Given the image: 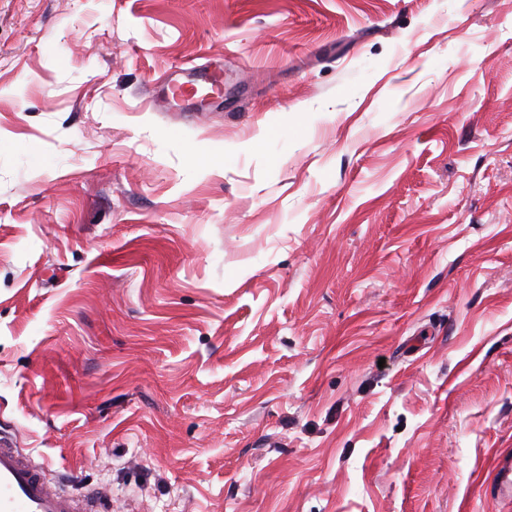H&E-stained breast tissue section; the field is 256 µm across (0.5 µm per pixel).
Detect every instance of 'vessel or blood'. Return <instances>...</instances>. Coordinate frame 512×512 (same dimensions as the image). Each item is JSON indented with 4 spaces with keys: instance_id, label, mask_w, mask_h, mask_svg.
Instances as JSON below:
<instances>
[{
    "instance_id": "vessel-or-blood-1",
    "label": "vessel or blood",
    "mask_w": 512,
    "mask_h": 512,
    "mask_svg": "<svg viewBox=\"0 0 512 512\" xmlns=\"http://www.w3.org/2000/svg\"><path fill=\"white\" fill-rule=\"evenodd\" d=\"M168 84L178 109L200 104L201 95L213 91L212 72L176 68ZM0 512H97L72 493L52 486L42 467L14 445L12 438H0Z\"/></svg>"
}]
</instances>
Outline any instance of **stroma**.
<instances>
[{"label":"stroma","mask_w":512,"mask_h":512,"mask_svg":"<svg viewBox=\"0 0 512 512\" xmlns=\"http://www.w3.org/2000/svg\"><path fill=\"white\" fill-rule=\"evenodd\" d=\"M0 430L101 512H512V0H0ZM216 74L218 73L176 67L168 81L175 106L180 110L194 105L203 106L201 93L212 92L214 96L219 95V90L214 88L213 80ZM176 92L177 95H175Z\"/></svg>","instance_id":"1"}]
</instances>
